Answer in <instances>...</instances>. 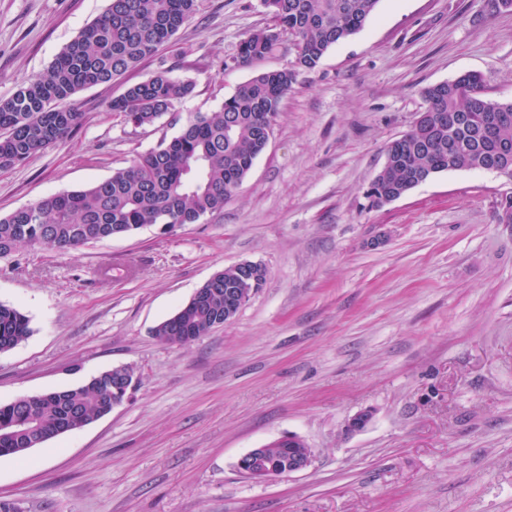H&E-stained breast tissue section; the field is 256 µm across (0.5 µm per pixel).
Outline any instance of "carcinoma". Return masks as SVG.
<instances>
[{"mask_svg":"<svg viewBox=\"0 0 512 512\" xmlns=\"http://www.w3.org/2000/svg\"><path fill=\"white\" fill-rule=\"evenodd\" d=\"M271 24L241 41L224 66L269 55L282 35L295 42L290 67L263 71L238 87L217 110L196 113L178 135L161 140L127 167L88 187L49 195L0 216V258L23 246L70 250L129 234L147 225L196 224L221 210L250 174L282 99L302 71L318 66L338 42L360 31L379 0H261ZM198 0H109L35 79L0 99V169L18 165L67 137L83 119L79 92L117 81L142 61L173 45L195 15ZM475 72L423 89L428 112H455L454 128L423 118L394 140L374 178L370 207L380 208L437 174L478 170L490 154L512 150V101L484 94ZM193 83L161 68L129 85L110 109L136 128L175 111ZM221 285L202 302L187 303L158 324L162 343L183 345L211 332L224 316V290L242 287L244 273L228 267ZM30 319L0 303V352L31 336ZM112 412V370L76 387L25 395L0 405V457H24L33 448Z\"/></svg>","mask_w":512,"mask_h":512,"instance_id":"cac0c4a2","label":"carcinoma"}]
</instances>
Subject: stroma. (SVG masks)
<instances>
[{
    "label": "stroma",
    "mask_w": 512,
    "mask_h": 512,
    "mask_svg": "<svg viewBox=\"0 0 512 512\" xmlns=\"http://www.w3.org/2000/svg\"><path fill=\"white\" fill-rule=\"evenodd\" d=\"M108 0H0V99L39 75ZM260 0H199L172 49L77 96L80 126L0 170V216L131 164L189 115L292 65L285 38L226 67L263 28ZM171 66L194 84L135 128L109 104ZM480 73L512 101V9L488 0H379L364 28L301 72L266 149L221 211L70 251L0 259V303L31 336L0 353V404L114 366L136 382L109 415L0 457V502L20 512H512V191L448 171L378 209L364 192L425 87ZM265 281L228 323L187 345L153 329L215 273ZM365 426L350 429L357 414ZM295 434L311 466L250 479L239 458Z\"/></svg>",
    "instance_id": "stroma-1"
}]
</instances>
